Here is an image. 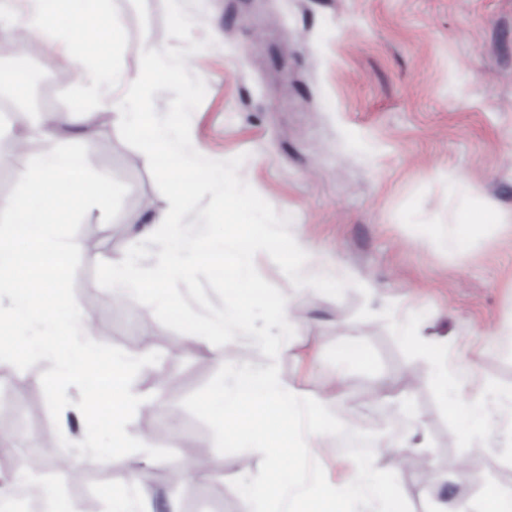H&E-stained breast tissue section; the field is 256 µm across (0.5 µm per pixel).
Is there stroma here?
Segmentation results:
<instances>
[{
    "instance_id": "stroma-1",
    "label": "stroma",
    "mask_w": 512,
    "mask_h": 512,
    "mask_svg": "<svg viewBox=\"0 0 512 512\" xmlns=\"http://www.w3.org/2000/svg\"><path fill=\"white\" fill-rule=\"evenodd\" d=\"M194 20L192 36L208 48L187 57L207 92L191 118L194 148L215 160L245 155L239 175L307 248L303 275L347 280L341 298L294 287L266 253L260 275L290 301L295 334L279 352V379L299 395L344 399L335 413L363 423L370 396H392L425 424L427 445L401 448L377 432L375 467L393 472L411 512H437L454 502L475 512L486 487H512V425L500 420L478 448L448 416L453 391L446 369L476 361L478 377L512 391V0H180ZM98 40V63L117 82L92 93L63 55L77 28L58 23L52 42L34 54L11 55L28 30L0 19V74L27 64L35 78L19 89V105L46 113L82 108L96 113L88 133L92 170L108 173L114 192L101 207L73 205L53 217L62 238L78 243L68 257L61 295L90 311L105 354L138 358L132 387L152 398L133 413L131 435L148 438L155 462L137 476L82 453L81 438L107 442L112 415L96 423L72 419L70 440L55 435L57 415L74 410L79 394L50 383L47 366L0 372V434L19 423L50 441L47 458L68 456L81 474L63 483L72 512H112V497L129 484L179 512H250L231 485L259 471L261 453L219 455L211 430L182 405L221 362L263 356L252 337L237 335L215 359L209 342L162 325L148 306L116 303L101 254L125 255L129 215L163 211L142 152L112 122L113 100L139 75L145 49L178 46L165 26L164 0H101L82 20ZM0 125V198L23 195L18 170L53 149ZM497 206L500 224L475 232L461 249L440 240L464 206ZM358 341L362 361L343 359V340ZM219 459L205 481L173 485L186 456ZM313 457L335 487L356 473L354 461L326 437Z\"/></svg>"
}]
</instances>
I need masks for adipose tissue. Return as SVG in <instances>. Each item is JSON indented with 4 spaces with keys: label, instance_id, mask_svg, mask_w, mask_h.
I'll return each instance as SVG.
<instances>
[{
    "label": "adipose tissue",
    "instance_id": "ef3b65f1",
    "mask_svg": "<svg viewBox=\"0 0 512 512\" xmlns=\"http://www.w3.org/2000/svg\"><path fill=\"white\" fill-rule=\"evenodd\" d=\"M17 2L15 21L28 26L42 40L47 37L51 14L71 19L81 14L74 0ZM88 157V152L67 149H55L37 156L19 172L25 196L0 198V215L12 219L8 229L0 228V283L21 287L20 298L14 307L0 308V321L7 320L22 327L35 320L53 319V312L44 302L68 273L66 258L71 246L52 235L46 213L59 205L68 185L79 186V199L84 204L100 202L112 192L110 176L102 172L91 173ZM169 221L168 214L163 211L140 213L129 218L130 251L125 257L108 262L116 298L136 299L151 291L160 280L186 275L202 262L224 259L227 251L224 239L211 238L203 246H190L175 231L159 244L150 264H142L138 257L141 244L154 239L157 227ZM502 221L500 210L492 205L462 210L444 244L453 249L463 247L476 229ZM62 328L65 344L51 352L60 367L59 377L73 384L78 375L84 374L94 377L99 386L95 394L84 395L78 409L79 417L93 419L105 406L112 411L111 445L89 441L83 444V452L106 462L120 463L124 460L122 448L149 447L147 438L131 436L125 428L129 414L144 404L129 384L136 356L102 357L93 341L88 313L67 308ZM494 390L493 384L484 382L478 392L459 394L448 407L451 419L467 424L473 433L487 428L496 412L485 395Z\"/></svg>",
    "mask_w": 512,
    "mask_h": 512
}]
</instances>
